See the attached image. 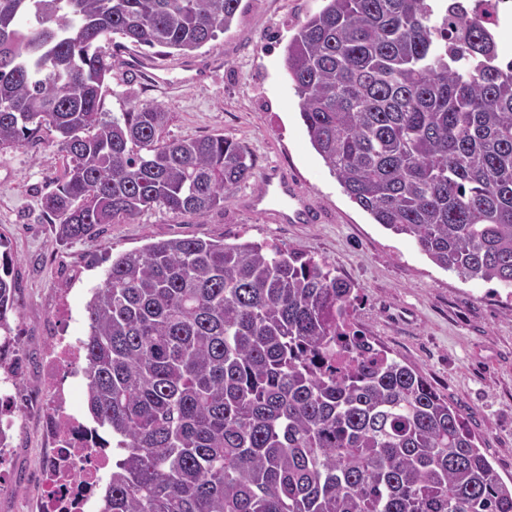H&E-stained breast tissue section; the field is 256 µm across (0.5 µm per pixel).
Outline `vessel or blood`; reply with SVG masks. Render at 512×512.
I'll return each instance as SVG.
<instances>
[{"label": "vessel or blood", "mask_w": 512, "mask_h": 512, "mask_svg": "<svg viewBox=\"0 0 512 512\" xmlns=\"http://www.w3.org/2000/svg\"><path fill=\"white\" fill-rule=\"evenodd\" d=\"M252 207L277 223L311 224L317 220L316 212L304 195L289 183L287 177L276 172L265 174L264 187L253 197Z\"/></svg>", "instance_id": "b4317fda"}]
</instances>
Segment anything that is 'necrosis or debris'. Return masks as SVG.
<instances>
[{
	"label": "necrosis or debris",
	"instance_id": "obj_1",
	"mask_svg": "<svg viewBox=\"0 0 512 512\" xmlns=\"http://www.w3.org/2000/svg\"><path fill=\"white\" fill-rule=\"evenodd\" d=\"M82 372L77 343L56 337L44 367L53 446L41 461L43 512H94L112 463L105 435L74 409L73 381Z\"/></svg>",
	"mask_w": 512,
	"mask_h": 512
}]
</instances>
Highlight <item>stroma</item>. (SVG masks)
<instances>
[{
	"instance_id": "35a3bbf8",
	"label": "stroma",
	"mask_w": 512,
	"mask_h": 512,
	"mask_svg": "<svg viewBox=\"0 0 512 512\" xmlns=\"http://www.w3.org/2000/svg\"><path fill=\"white\" fill-rule=\"evenodd\" d=\"M324 0H239L230 26L195 51L207 66L198 83L178 81L181 55L102 41L112 72L103 111H127L130 94L162 103L168 135L217 133L238 141L253 178L197 219L153 208L92 237L62 244L42 209L68 160L50 130L39 140L0 147V255L11 258L17 313L13 343L18 385H1L22 419L0 464V512H41L39 465L51 448L45 427L43 368L52 339L87 332L85 305L114 255L171 238L267 241L323 259L358 287L351 321L379 348L415 367L464 415L476 444L503 479H512V295L437 267L407 236L376 224L343 192L310 143L299 98L284 70L285 48ZM134 56L165 69L166 82L129 69ZM287 173L320 216L315 224H276L245 206L269 167Z\"/></svg>"
}]
</instances>
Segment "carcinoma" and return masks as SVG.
<instances>
[{
  "instance_id": "obj_1",
  "label": "carcinoma",
  "mask_w": 512,
  "mask_h": 512,
  "mask_svg": "<svg viewBox=\"0 0 512 512\" xmlns=\"http://www.w3.org/2000/svg\"><path fill=\"white\" fill-rule=\"evenodd\" d=\"M239 0H0V147L48 129L59 240L145 210L201 218L253 177L165 106L102 111L99 42L188 55ZM493 3L326 0L288 44L310 142L349 199L437 266L512 288V66ZM15 281L0 263V336ZM356 285L276 244L199 238L118 255L85 306V398L112 439L99 512H512L462 414L350 322Z\"/></svg>"
}]
</instances>
